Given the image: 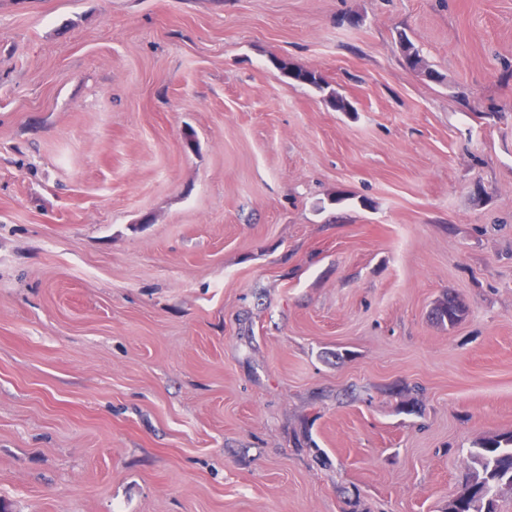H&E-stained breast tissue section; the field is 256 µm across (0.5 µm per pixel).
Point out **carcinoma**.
<instances>
[{"mask_svg":"<svg viewBox=\"0 0 512 512\" xmlns=\"http://www.w3.org/2000/svg\"><path fill=\"white\" fill-rule=\"evenodd\" d=\"M292 81L323 89V78L315 70L280 65ZM435 318L449 326L456 325L466 314L460 298L447 294L434 310ZM465 465L469 477L448 503V512H496L493 490L502 485H512V432H506L476 444L468 451Z\"/></svg>","mask_w":512,"mask_h":512,"instance_id":"carcinoma-1","label":"carcinoma"}]
</instances>
